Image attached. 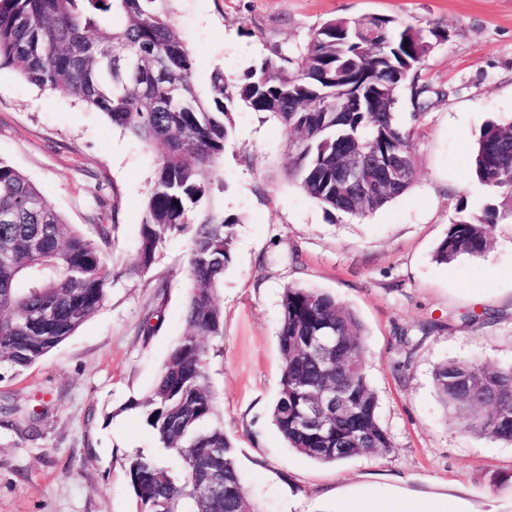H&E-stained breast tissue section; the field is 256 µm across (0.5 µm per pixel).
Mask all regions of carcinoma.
<instances>
[{
    "mask_svg": "<svg viewBox=\"0 0 512 512\" xmlns=\"http://www.w3.org/2000/svg\"><path fill=\"white\" fill-rule=\"evenodd\" d=\"M170 0H0V70L11 69L40 89L62 90L104 113L156 155L132 273L144 275L170 238L193 227L185 332L153 385L123 410L139 414L156 448L181 476L153 455L127 462L138 512H258L242 483L236 449L224 432L210 384L223 356L224 270L232 261L240 217L224 214L213 181L231 147L240 108L275 119L289 140L294 183L328 210L366 218L411 187L414 126L398 109L407 90L421 119L431 89L422 82L432 36L411 24L397 33L380 18L323 23L298 50L264 59L232 80L221 69L207 98L194 84L195 62L171 22ZM383 158L403 153V180L366 198L336 178L339 146ZM474 177L503 198L474 217L460 208L433 258L449 264L478 257L494 224L512 215V122L489 121L471 158ZM99 240L66 223L40 191L0 159V366L27 368L69 339L102 307L108 273ZM364 326L328 292L288 286L281 297L279 393L271 409L289 447L319 463L386 454L391 438L377 418L378 397L361 355ZM341 381L354 408L319 410L321 427L303 425L317 395ZM442 407L461 427L488 440L512 442V367L489 369L446 361L434 371Z\"/></svg>",
    "mask_w": 512,
    "mask_h": 512,
    "instance_id": "obj_1",
    "label": "carcinoma"
}]
</instances>
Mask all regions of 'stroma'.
<instances>
[{"label":"stroma","instance_id":"35a3bbf8","mask_svg":"<svg viewBox=\"0 0 512 512\" xmlns=\"http://www.w3.org/2000/svg\"><path fill=\"white\" fill-rule=\"evenodd\" d=\"M207 95L214 69L240 78L305 43L335 17L390 18L443 32L421 76L429 106L412 140L404 195L360 219L326 210L288 177L283 128L242 109L224 154L225 213L240 217L218 299L224 357L212 383L247 493L261 512H340L416 498L450 512H512V443L475 437L445 415L433 383L444 361L512 365V219L480 258L444 265L433 251L461 207L493 194L470 168L490 121L512 120V0H170ZM0 158L29 178L66 223L89 237L112 224L103 306L23 370L0 369V512H137L126 462L154 438L124 404L153 383L184 332L191 239L129 275L153 182L151 149L61 90L0 71ZM329 292L364 324L362 361L393 447L321 464L289 448L272 422L287 286ZM490 320H482V313ZM433 324L422 333L424 324ZM416 347L405 353L400 337Z\"/></svg>","mask_w":512,"mask_h":512}]
</instances>
